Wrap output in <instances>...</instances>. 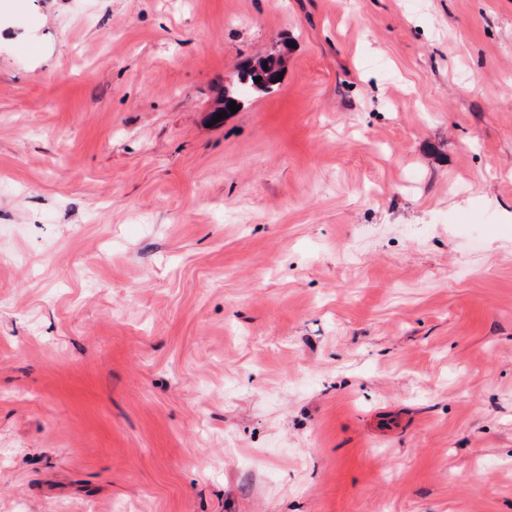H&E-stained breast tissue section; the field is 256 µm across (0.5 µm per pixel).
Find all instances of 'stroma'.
Instances as JSON below:
<instances>
[{"label": "stroma", "instance_id": "35a3bbf8", "mask_svg": "<svg viewBox=\"0 0 512 512\" xmlns=\"http://www.w3.org/2000/svg\"><path fill=\"white\" fill-rule=\"evenodd\" d=\"M0 512H512V0H0ZM263 64L267 65V69H264ZM279 65L280 62L273 58L244 63L240 67L236 85L224 88L219 107L213 112L214 116L217 117V113L222 111L231 112L229 109L230 101H236V105L241 107L247 96L274 92L279 85V81H277L280 73ZM256 77H261L260 82L255 83L254 78Z\"/></svg>", "mask_w": 512, "mask_h": 512}]
</instances>
